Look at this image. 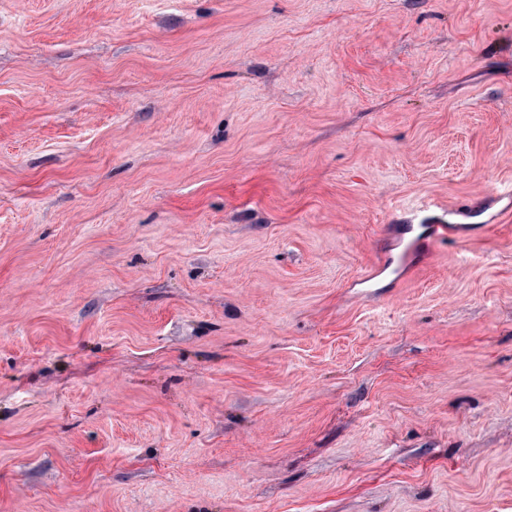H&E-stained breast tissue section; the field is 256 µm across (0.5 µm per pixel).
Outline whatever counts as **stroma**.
Returning <instances> with one entry per match:
<instances>
[{"label":"stroma","instance_id":"obj_1","mask_svg":"<svg viewBox=\"0 0 512 512\" xmlns=\"http://www.w3.org/2000/svg\"><path fill=\"white\" fill-rule=\"evenodd\" d=\"M0 512H512V0H0Z\"/></svg>","mask_w":512,"mask_h":512}]
</instances>
